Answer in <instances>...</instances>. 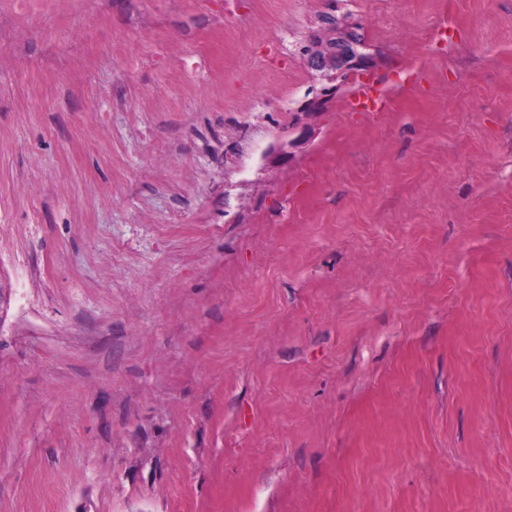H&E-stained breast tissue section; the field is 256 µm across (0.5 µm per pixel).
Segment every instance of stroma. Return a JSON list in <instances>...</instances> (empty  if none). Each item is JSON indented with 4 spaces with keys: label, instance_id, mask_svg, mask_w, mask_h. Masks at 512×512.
<instances>
[{
    "label": "stroma",
    "instance_id": "obj_1",
    "mask_svg": "<svg viewBox=\"0 0 512 512\" xmlns=\"http://www.w3.org/2000/svg\"><path fill=\"white\" fill-rule=\"evenodd\" d=\"M0 512H512V0H0ZM344 36L336 42L320 41L319 37L312 36L310 41L303 50L304 60L308 67L317 72H330V80L337 75L336 68L344 71L348 76L355 75L359 71H363L371 63V55L361 52L359 48L363 47L362 40L352 36L355 31L354 27L344 25ZM341 40V41H340ZM332 74V75H331ZM344 79L346 74H339ZM384 96L376 83L370 80L358 83L351 99V105L364 112H375L381 109Z\"/></svg>",
    "mask_w": 512,
    "mask_h": 512
}]
</instances>
